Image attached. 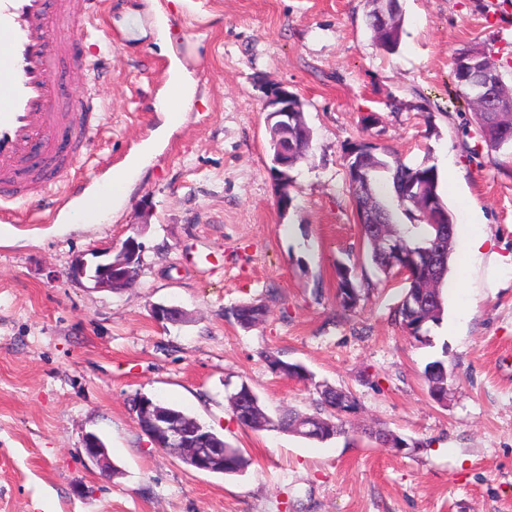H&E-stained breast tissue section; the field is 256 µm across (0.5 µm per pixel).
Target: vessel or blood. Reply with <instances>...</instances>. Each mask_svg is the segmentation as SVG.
<instances>
[{"mask_svg": "<svg viewBox=\"0 0 512 512\" xmlns=\"http://www.w3.org/2000/svg\"><path fill=\"white\" fill-rule=\"evenodd\" d=\"M104 0H0V212L68 181L94 136L89 100H65L69 70L91 74L79 43L112 37Z\"/></svg>", "mask_w": 512, "mask_h": 512, "instance_id": "vessel-or-blood-1", "label": "vessel or blood"}]
</instances>
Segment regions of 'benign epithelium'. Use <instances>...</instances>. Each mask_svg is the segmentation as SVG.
<instances>
[{
    "label": "benign epithelium",
    "mask_w": 512,
    "mask_h": 512,
    "mask_svg": "<svg viewBox=\"0 0 512 512\" xmlns=\"http://www.w3.org/2000/svg\"><path fill=\"white\" fill-rule=\"evenodd\" d=\"M383 4L378 11L377 25L381 30L392 23L397 0H377ZM457 65L464 69V75L470 82L475 97L470 99L476 112H511L512 99L488 92L498 87L500 74L495 69L483 68L480 57L474 55H458ZM265 107L269 108V119L276 120L282 136L279 141L273 165L280 168L288 167V157L292 155V143L288 131L301 120L302 103L298 97L282 86H272L265 92ZM372 166L369 155L364 152L350 154L348 164V181L357 211V223L362 231H368L378 238L383 248L378 259L392 267L403 276H412V268L416 266L415 257L409 253L394 236L386 233L383 218L374 209L370 193ZM136 238L129 237L118 247H110L104 254L111 256L106 263L90 264L81 257L75 258L68 268V276L80 281L87 280L93 287L102 289L126 288L130 279L135 276L131 250ZM154 318L160 323L182 321L186 312L177 306L156 305L152 309ZM137 419L141 431L157 448L188 449L189 466L196 471L214 473L224 466V449L210 446L208 438H198L193 428L186 425L182 418L172 412L158 409L152 401L145 398L137 407ZM83 450L88 459L101 472L112 475V461L107 449L103 448L99 437L87 433L83 437Z\"/></svg>",
    "instance_id": "7a95c632"
}]
</instances>
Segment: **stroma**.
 I'll return each mask as SVG.
<instances>
[{
	"label": "stroma",
	"mask_w": 512,
	"mask_h": 512,
	"mask_svg": "<svg viewBox=\"0 0 512 512\" xmlns=\"http://www.w3.org/2000/svg\"><path fill=\"white\" fill-rule=\"evenodd\" d=\"M397 53L378 48L367 0H187L172 16L176 53L201 90L182 125L123 205L92 224L54 221L57 197L0 222V512H512V149L480 143L458 95L455 56L483 49L512 86V0H401ZM113 44L89 38L104 73L94 86L95 182L121 166L160 119L152 103L167 56L147 27L108 12ZM286 87L312 132L290 171L288 212L268 172L264 89ZM407 165L454 167L442 196L457 223L483 220L489 247L453 263L444 312L423 341L394 320L405 282L366 256L345 173L354 143ZM465 199L469 210L458 209ZM138 236L134 287L68 277L76 257ZM370 279L358 305L336 301L337 263ZM268 307L241 329L225 310ZM156 305L183 308L177 324ZM274 353L311 377L272 372ZM453 373L447 405L427 393V363ZM269 415L313 412L316 387L354 393L345 432L325 441L235 418L240 384ZM145 394L175 406L241 449V476L199 472L154 447L130 409ZM416 448L382 447L369 430ZM98 434L119 475L84 454Z\"/></svg>",
	"instance_id": "35a3bbf8"
}]
</instances>
